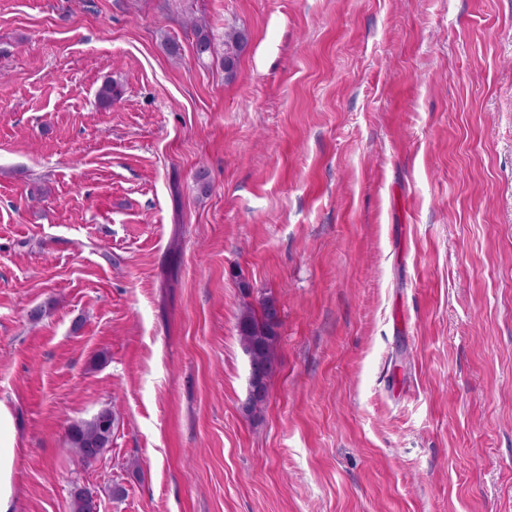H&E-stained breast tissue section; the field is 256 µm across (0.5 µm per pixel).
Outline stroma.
Returning <instances> with one entry per match:
<instances>
[{"label": "stroma", "mask_w": 512, "mask_h": 512, "mask_svg": "<svg viewBox=\"0 0 512 512\" xmlns=\"http://www.w3.org/2000/svg\"><path fill=\"white\" fill-rule=\"evenodd\" d=\"M0 401L16 512H512V0H0ZM187 23L194 31L196 57L201 60L205 56H209L212 53L213 42L206 21L202 18L192 17ZM247 41L246 34L239 30H230L224 34V72L233 76L240 51ZM259 311L246 306L238 320L239 339L249 359V367L263 378V394L256 396L246 406L245 412L254 415L262 410L267 397V379L275 366V348L281 325L279 310L272 297H264L259 302ZM115 422L112 409L104 408L90 420L72 424L68 430L69 447L84 460L96 459L111 446Z\"/></svg>", "instance_id": "stroma-1"}]
</instances>
